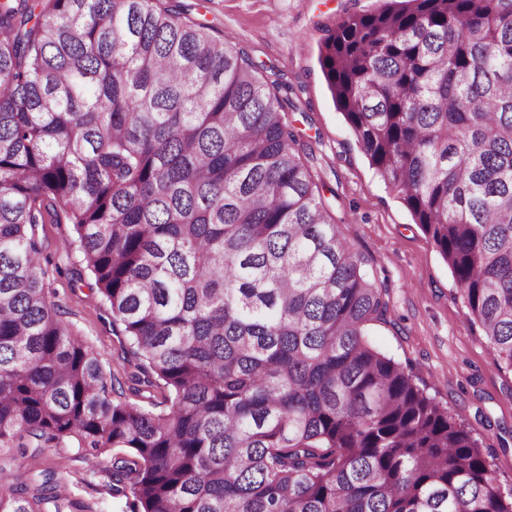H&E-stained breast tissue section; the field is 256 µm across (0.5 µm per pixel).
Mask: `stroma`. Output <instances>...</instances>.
<instances>
[{"instance_id":"1","label":"stroma","mask_w":512,"mask_h":512,"mask_svg":"<svg viewBox=\"0 0 512 512\" xmlns=\"http://www.w3.org/2000/svg\"><path fill=\"white\" fill-rule=\"evenodd\" d=\"M181 16L232 33L260 80L285 85L287 121L301 136L302 160L322 201L388 290L391 322L370 328L374 345L411 369L415 382L478 438L502 488L512 487V371L502 368L469 320L459 287L432 241L414 223L398 192L376 175L332 100L319 64L325 27L348 12L374 11L383 0H165ZM45 255L58 272L50 291L72 332L123 375L125 336L72 246V227H45ZM71 444L34 461L57 472L64 498L96 512H123L106 491L111 456L93 465L73 461ZM30 459L18 460L20 475Z\"/></svg>"}]
</instances>
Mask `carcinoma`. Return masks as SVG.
<instances>
[{
	"label": "carcinoma",
	"mask_w": 512,
	"mask_h": 512,
	"mask_svg": "<svg viewBox=\"0 0 512 512\" xmlns=\"http://www.w3.org/2000/svg\"><path fill=\"white\" fill-rule=\"evenodd\" d=\"M319 63L512 370V0L348 13ZM279 92L162 0H0V512H93L13 470L66 440L112 454L125 512H512L472 431L369 340L387 288ZM63 223L129 389L165 409L121 399L62 319L39 226Z\"/></svg>",
	"instance_id": "cac0c4a2"
}]
</instances>
